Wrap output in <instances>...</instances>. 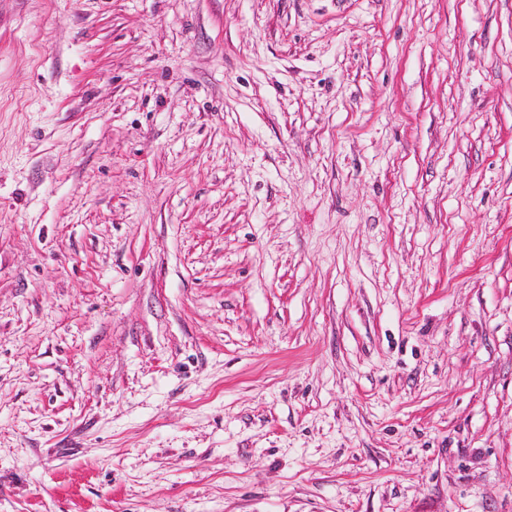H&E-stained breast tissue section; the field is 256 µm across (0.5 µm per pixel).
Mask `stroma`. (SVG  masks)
<instances>
[{
  "mask_svg": "<svg viewBox=\"0 0 512 512\" xmlns=\"http://www.w3.org/2000/svg\"><path fill=\"white\" fill-rule=\"evenodd\" d=\"M0 512H512V0H0Z\"/></svg>",
  "mask_w": 512,
  "mask_h": 512,
  "instance_id": "1",
  "label": "stroma"
}]
</instances>
